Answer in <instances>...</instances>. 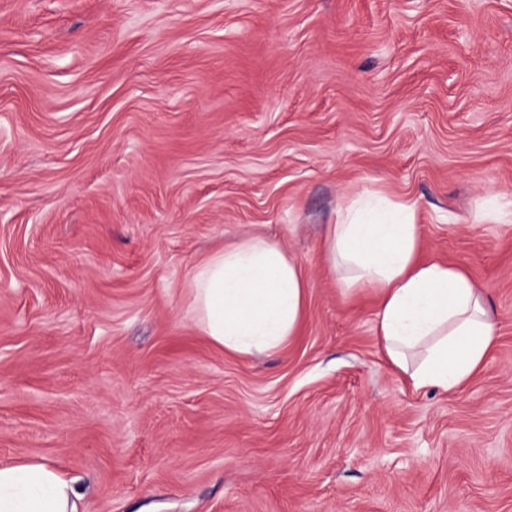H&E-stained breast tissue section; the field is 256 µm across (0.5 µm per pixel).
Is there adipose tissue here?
Segmentation results:
<instances>
[{
    "instance_id": "1",
    "label": "adipose tissue",
    "mask_w": 512,
    "mask_h": 512,
    "mask_svg": "<svg viewBox=\"0 0 512 512\" xmlns=\"http://www.w3.org/2000/svg\"><path fill=\"white\" fill-rule=\"evenodd\" d=\"M331 268L346 292L376 289V323L391 364L418 365L415 388L445 392L466 384L496 341L485 288L442 262L417 263L413 205L375 194L348 200L326 225ZM199 328L225 350L262 353L282 346L302 319L305 281L297 261L259 236L225 247L190 274ZM81 492L42 461L0 464V512H79Z\"/></svg>"
}]
</instances>
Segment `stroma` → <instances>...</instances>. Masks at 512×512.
<instances>
[{"label": "stroma", "instance_id": "obj_1", "mask_svg": "<svg viewBox=\"0 0 512 512\" xmlns=\"http://www.w3.org/2000/svg\"><path fill=\"white\" fill-rule=\"evenodd\" d=\"M416 208L418 257L488 291L453 392L387 362L378 295L321 245ZM512 0H0V463L81 512H512ZM258 233L297 336L224 352L189 273Z\"/></svg>", "mask_w": 512, "mask_h": 512}]
</instances>
